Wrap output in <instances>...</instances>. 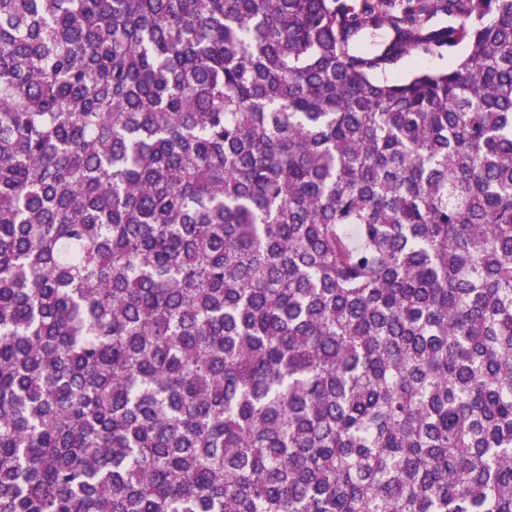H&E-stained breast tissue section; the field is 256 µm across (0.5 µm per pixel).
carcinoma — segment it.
<instances>
[{"label":"carcinoma","mask_w":512,"mask_h":512,"mask_svg":"<svg viewBox=\"0 0 512 512\" xmlns=\"http://www.w3.org/2000/svg\"><path fill=\"white\" fill-rule=\"evenodd\" d=\"M0 512H512V0H0ZM467 53V46L462 43L448 50L443 48L433 55L417 56L412 54L403 58L397 66L387 73L389 80L399 81L408 76L417 67L426 70H447L454 67Z\"/></svg>","instance_id":"obj_1"}]
</instances>
